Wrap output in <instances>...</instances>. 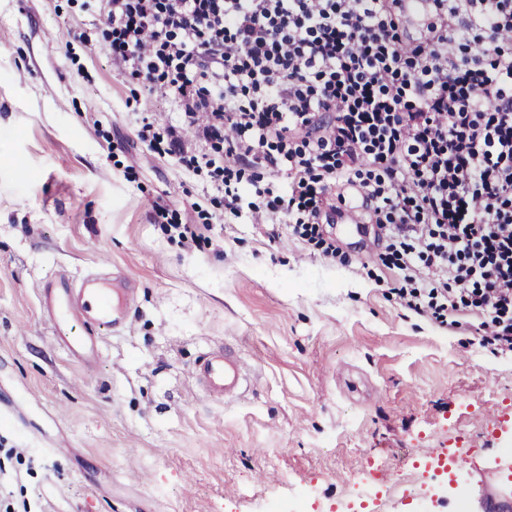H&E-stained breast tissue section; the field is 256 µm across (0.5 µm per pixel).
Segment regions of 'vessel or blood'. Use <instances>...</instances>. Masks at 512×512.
<instances>
[{
	"instance_id": "1",
	"label": "vessel or blood",
	"mask_w": 512,
	"mask_h": 512,
	"mask_svg": "<svg viewBox=\"0 0 512 512\" xmlns=\"http://www.w3.org/2000/svg\"><path fill=\"white\" fill-rule=\"evenodd\" d=\"M112 264L97 261L93 271L80 278L62 276L48 281L41 290V303L58 340L76 359L90 360L100 349L104 335L121 329L127 320V302L135 290L123 291L126 304L112 302V285L105 277ZM202 392L213 400H232L245 392L252 376L244 362L229 353H212L195 370Z\"/></svg>"
}]
</instances>
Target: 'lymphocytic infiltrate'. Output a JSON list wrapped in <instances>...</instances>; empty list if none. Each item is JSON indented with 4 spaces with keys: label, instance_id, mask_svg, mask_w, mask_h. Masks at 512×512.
<instances>
[{
    "label": "lymphocytic infiltrate",
    "instance_id": "obj_1",
    "mask_svg": "<svg viewBox=\"0 0 512 512\" xmlns=\"http://www.w3.org/2000/svg\"><path fill=\"white\" fill-rule=\"evenodd\" d=\"M112 53L181 126L139 137L207 170L241 212L237 163L286 173L287 198L252 180L295 228L358 185L364 221L401 248L413 310L476 309L512 352V0H430L407 35L402 0H103Z\"/></svg>",
    "mask_w": 512,
    "mask_h": 512
}]
</instances>
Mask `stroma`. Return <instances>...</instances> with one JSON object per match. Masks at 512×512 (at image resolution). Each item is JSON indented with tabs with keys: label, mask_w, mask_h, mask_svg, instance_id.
<instances>
[{
	"label": "stroma",
	"mask_w": 512,
	"mask_h": 512,
	"mask_svg": "<svg viewBox=\"0 0 512 512\" xmlns=\"http://www.w3.org/2000/svg\"><path fill=\"white\" fill-rule=\"evenodd\" d=\"M101 0H0V461L13 512H270L349 491L373 463L392 494L413 462L464 443L460 480L512 450V354L404 305L386 246L321 224L342 256L296 234L287 213L225 212L206 175L139 137L180 124L103 37ZM192 225L171 238L156 206ZM136 286L128 328L89 362L57 342L43 284L99 257ZM231 347L256 374L209 399L195 366ZM424 512H484L423 476Z\"/></svg>",
	"instance_id": "35a3bbf8"
}]
</instances>
